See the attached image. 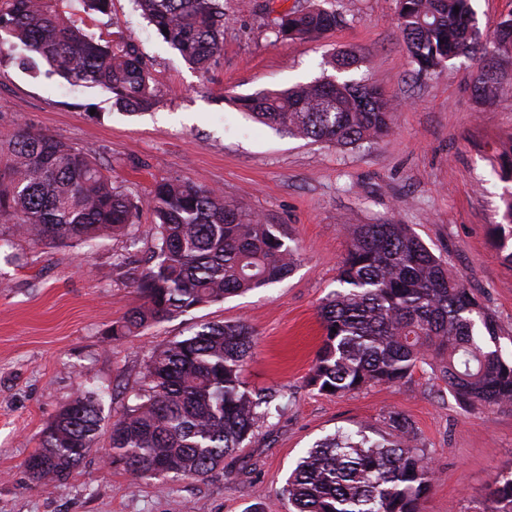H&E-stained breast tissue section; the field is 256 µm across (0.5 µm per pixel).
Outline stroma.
<instances>
[{
    "mask_svg": "<svg viewBox=\"0 0 512 512\" xmlns=\"http://www.w3.org/2000/svg\"><path fill=\"white\" fill-rule=\"evenodd\" d=\"M223 47L207 70L190 65L135 11L112 0L82 26L147 64L157 102L130 116L99 86H71L0 61V144L25 129L89 152L134 197L182 179L279 225L296 250L282 281L195 307L140 335L112 337L130 309L127 271L146 268L155 217L143 210L124 235L87 246L16 236L0 220V512H282L276 494L298 459L340 429L389 437V412L412 422L436 479L422 512H482L497 477L512 473V407L461 408L447 384L416 370L399 386L341 397L305 378L321 345L322 300L337 289L351 224H404L462 277L495 317L512 357V263L495 227L512 193V52L494 59L497 95L478 97L483 56L417 74L397 0H222ZM321 6L340 22L317 40H276L290 9ZM356 62L334 72L331 54ZM363 82L394 105L389 133L356 147L293 138L235 104L316 78ZM246 324L254 337L250 389L275 393L282 411L223 468L190 479H136L107 465L110 427L141 386L157 347L198 326ZM100 389L99 450L61 485L31 480L27 458L60 408Z\"/></svg>",
    "mask_w": 512,
    "mask_h": 512,
    "instance_id": "1",
    "label": "stroma"
}]
</instances>
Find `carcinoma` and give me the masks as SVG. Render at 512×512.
<instances>
[{"label":"carcinoma","instance_id":"1","mask_svg":"<svg viewBox=\"0 0 512 512\" xmlns=\"http://www.w3.org/2000/svg\"><path fill=\"white\" fill-rule=\"evenodd\" d=\"M60 0H0V33L22 50L18 66L49 65L71 85H97L129 114L151 109L155 89L137 54L76 26ZM106 14L112 0H78ZM141 15L185 60L204 69L221 50L220 0H134ZM459 11H454V8ZM398 17L417 72L479 49L470 0H398ZM339 23L319 6L281 17L276 40L318 37ZM491 43L512 48V19ZM260 123L299 139L359 146L387 135L393 107L351 81L317 80L237 100ZM501 248L512 241V193L503 198ZM155 216V263L131 273L135 303L115 340L286 277L295 251L274 224L224 202L215 190L181 180L156 183L144 199L112 183L82 149L43 134L12 135L0 157V219L49 244H81L123 234L142 208ZM323 301V339L306 385L342 396L401 384L419 366L445 381L466 409L512 406V359L501 353L494 317L404 224H357ZM254 346L243 323L203 324L152 351L134 403L112 422L111 463L135 478L203 477L272 415L270 393L250 391L243 370ZM331 389H325V386ZM102 394L83 391L46 427L25 461L33 479L66 480L95 451ZM392 439L339 430L303 456L276 499L286 512H421L433 487L430 457L412 423L391 411ZM483 512H512V476L496 479Z\"/></svg>","mask_w":512,"mask_h":512}]
</instances>
